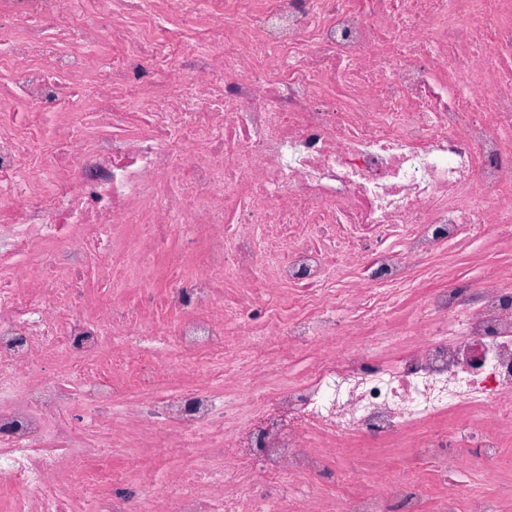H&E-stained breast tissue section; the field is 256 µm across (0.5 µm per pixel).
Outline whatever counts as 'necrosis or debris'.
<instances>
[{
  "mask_svg": "<svg viewBox=\"0 0 512 512\" xmlns=\"http://www.w3.org/2000/svg\"><path fill=\"white\" fill-rule=\"evenodd\" d=\"M511 223L512 0H0V512H504ZM341 453L351 479L343 481L339 487L334 486L332 490L335 495L349 493L355 485L353 481L360 480L368 472L375 456L367 448H341Z\"/></svg>",
  "mask_w": 512,
  "mask_h": 512,
  "instance_id": "obj_1",
  "label": "necrosis or debris"
}]
</instances>
